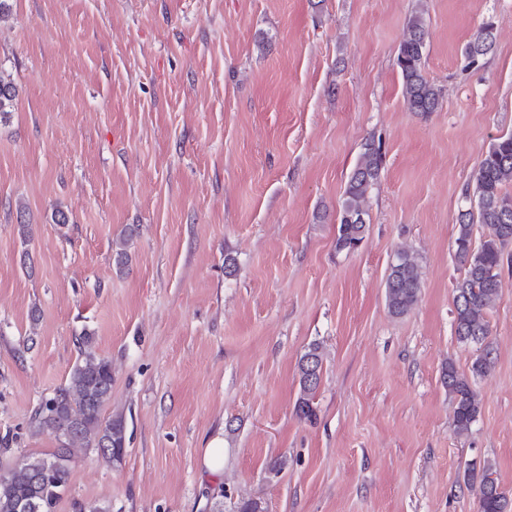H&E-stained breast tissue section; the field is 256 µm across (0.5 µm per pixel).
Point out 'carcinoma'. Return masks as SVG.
Listing matches in <instances>:
<instances>
[{
  "mask_svg": "<svg viewBox=\"0 0 512 512\" xmlns=\"http://www.w3.org/2000/svg\"><path fill=\"white\" fill-rule=\"evenodd\" d=\"M428 29L422 13L414 11L406 22V36L399 46L397 66L407 108L412 112H433L439 105L441 90L424 75V54ZM493 45V26L483 25L475 40L464 49L467 66L479 63L481 54ZM16 87L11 75L0 72V120L14 107ZM382 164L380 148L364 145L358 162L343 191L338 214L336 248L352 251L361 244L368 226L367 202L378 181ZM512 185V133L493 140L480 160L473 195L477 210L460 213L455 238L456 254L466 266L465 275L455 285L454 327L457 339L480 346L470 373L458 371L453 363L443 370V383L454 405L452 425L465 433L480 413L473 380L487 374L490 366L489 326L486 311L496 298L498 288L492 276L499 275L504 264V249L512 242V196L505 192ZM480 225L482 240L473 247V227ZM386 302L389 311L402 316L417 303L421 272L415 257L400 252L389 265L386 277ZM323 359L313 345L300 362V396L297 414L306 420L316 416L314 398L319 387ZM112 393V362L100 356L88 332L80 337L79 357L66 384L40 404L35 413L37 431L49 433L60 442L51 457L26 456L21 459L20 474H0V512H19V504L32 499L36 512H53L66 490L71 463L89 448L96 449L107 462L117 465L126 452V425L123 415L102 416L104 404ZM467 483L478 487L481 512H506L507 497L494 477L493 465L469 469Z\"/></svg>",
  "mask_w": 512,
  "mask_h": 512,
  "instance_id": "carcinoma-1",
  "label": "carcinoma"
}]
</instances>
